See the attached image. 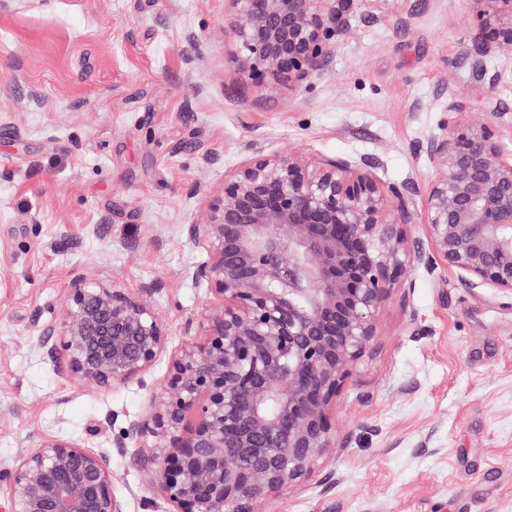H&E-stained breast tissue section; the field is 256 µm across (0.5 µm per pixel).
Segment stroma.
<instances>
[{"label": "stroma", "mask_w": 512, "mask_h": 512, "mask_svg": "<svg viewBox=\"0 0 512 512\" xmlns=\"http://www.w3.org/2000/svg\"><path fill=\"white\" fill-rule=\"evenodd\" d=\"M228 0H0V512L42 438L106 449L125 512H169L134 442L163 381L77 385L35 350L78 276L149 302L171 347L212 303L188 237L249 155L303 149L376 169L420 202L449 96L512 135V62L478 53L464 0H354L310 88L236 75ZM497 85H490L493 74ZM330 406L332 447L264 512H512V298L444 267L408 274Z\"/></svg>", "instance_id": "35a3bbf8"}]
</instances>
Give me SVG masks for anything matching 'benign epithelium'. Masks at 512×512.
Returning a JSON list of instances; mask_svg holds the SVG:
<instances>
[{"mask_svg":"<svg viewBox=\"0 0 512 512\" xmlns=\"http://www.w3.org/2000/svg\"><path fill=\"white\" fill-rule=\"evenodd\" d=\"M224 31L237 73L307 88L351 29L350 0H228ZM483 21L480 56L512 58V0H466ZM427 138L433 178L415 209L365 163L259 147L224 176L201 224L208 260L192 278L217 305L187 320L169 350L137 288L78 276L61 316L39 327L37 352L81 385L142 378L168 356L160 397L130 421L175 512H255L310 476L331 443L329 406L378 335L377 316L411 267L442 264L469 288L512 296V150L492 120L456 97ZM426 228L428 247L406 227ZM9 512H125L104 449L42 439L10 472Z\"/></svg>","mask_w":512,"mask_h":512,"instance_id":"benign-epithelium-1","label":"benign epithelium"}]
</instances>
